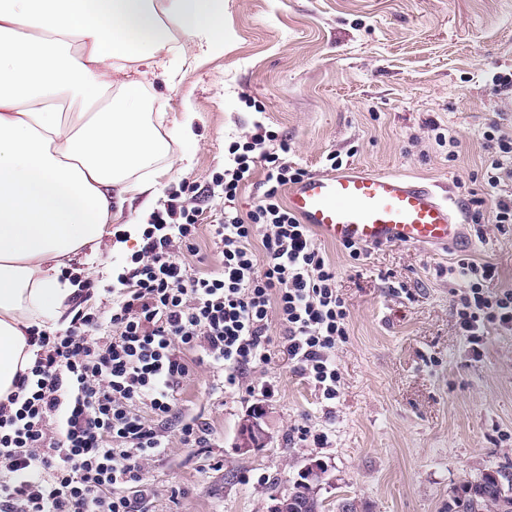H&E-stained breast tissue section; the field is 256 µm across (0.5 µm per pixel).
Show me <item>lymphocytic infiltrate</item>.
Wrapping results in <instances>:
<instances>
[{
  "mask_svg": "<svg viewBox=\"0 0 512 512\" xmlns=\"http://www.w3.org/2000/svg\"><path fill=\"white\" fill-rule=\"evenodd\" d=\"M265 141H231L213 179L224 194L211 229L218 270L193 274L183 260L197 252L200 216L198 187L183 181L129 255L111 308L78 307L62 331L31 328L37 358L0 400V512H140L128 489L169 446L175 386L201 365L239 386L271 361L272 327L280 354L322 399L336 398L349 311L335 265L281 197L307 170L288 160L287 142L270 150ZM483 149L488 215L500 229L512 224V132L490 125ZM259 166L263 191L239 215L237 195ZM448 274L458 333L481 360L490 331L512 332V289L485 290L497 275L486 261L459 259Z\"/></svg>",
  "mask_w": 512,
  "mask_h": 512,
  "instance_id": "1",
  "label": "lymphocytic infiltrate"
}]
</instances>
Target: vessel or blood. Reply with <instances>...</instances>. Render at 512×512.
Here are the masks:
<instances>
[{
  "instance_id": "1",
  "label": "vessel or blood",
  "mask_w": 512,
  "mask_h": 512,
  "mask_svg": "<svg viewBox=\"0 0 512 512\" xmlns=\"http://www.w3.org/2000/svg\"><path fill=\"white\" fill-rule=\"evenodd\" d=\"M288 207L301 223L339 244L448 249L466 230L463 207L434 185L357 166L308 175L289 187Z\"/></svg>"
}]
</instances>
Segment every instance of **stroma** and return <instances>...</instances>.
<instances>
[{
	"instance_id": "stroma-1",
	"label": "stroma",
	"mask_w": 512,
	"mask_h": 512,
	"mask_svg": "<svg viewBox=\"0 0 512 512\" xmlns=\"http://www.w3.org/2000/svg\"><path fill=\"white\" fill-rule=\"evenodd\" d=\"M224 27L223 54L145 99L146 112L171 118L192 109L198 134L174 146L191 165L163 177L156 209L181 181L211 187L226 144L258 122L312 173L333 152L347 166L442 190L461 178L483 194L481 135L493 121L512 128V88L498 82L512 72V0H228ZM439 131L457 137L456 160ZM223 207L218 193L202 204L199 253L185 258L194 271L219 264L208 226ZM321 247L350 311L337 398L321 400L281 355L235 388L222 387V371L196 368L176 409L206 419L210 443L187 448L171 430L166 453L143 470L146 512H271L311 462L323 470L324 512L345 500L356 512H448L464 482L512 465V334L490 332L472 361L455 326L454 282L441 273L484 259L499 272L488 289H512V224L467 227L449 251L380 246L354 260L342 245ZM256 407L267 439L243 451L239 428ZM301 422L317 440L295 438Z\"/></svg>"
}]
</instances>
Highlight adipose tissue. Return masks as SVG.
I'll list each match as a JSON object with an SVG mask.
<instances>
[{
  "label": "adipose tissue",
  "instance_id": "ef3b65f1",
  "mask_svg": "<svg viewBox=\"0 0 512 512\" xmlns=\"http://www.w3.org/2000/svg\"><path fill=\"white\" fill-rule=\"evenodd\" d=\"M227 3L0 0V396L34 364L36 317L64 316L73 257L121 215L113 251L139 241L158 160L197 138L192 112L153 122L145 93L223 52Z\"/></svg>",
  "mask_w": 512,
  "mask_h": 512
}]
</instances>
